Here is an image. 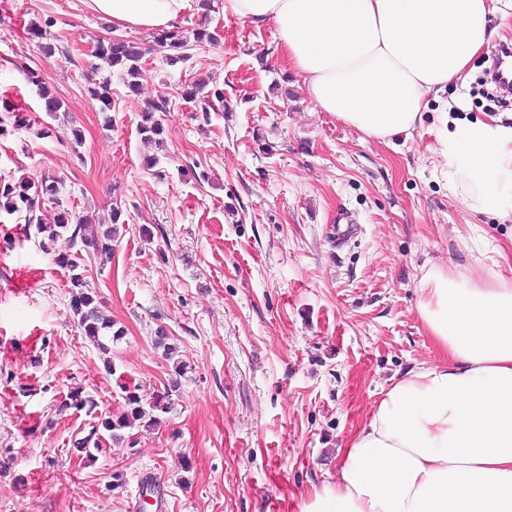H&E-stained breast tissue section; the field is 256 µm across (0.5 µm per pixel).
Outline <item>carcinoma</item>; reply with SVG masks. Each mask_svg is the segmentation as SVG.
Returning <instances> with one entry per match:
<instances>
[{"label":"carcinoma","mask_w":512,"mask_h":512,"mask_svg":"<svg viewBox=\"0 0 512 512\" xmlns=\"http://www.w3.org/2000/svg\"><path fill=\"white\" fill-rule=\"evenodd\" d=\"M156 44L161 48L172 51L167 60L176 64L185 63L190 56L184 52L188 41L177 39L170 32L161 29L156 34ZM92 54L95 58L106 63L119 72L125 86L135 91L139 86V79L143 76L141 61L143 50L133 41L118 38H103L95 40ZM29 83L37 88L39 98L44 101V110L50 114L57 113L63 108V103L54 96L44 85L40 76L31 71L27 75ZM90 97L101 104V110L112 108V92L110 84L99 82L88 88ZM183 98L190 101H199L204 104L202 111H207V105L212 100L224 101V93L219 89L208 90L206 85L196 81L191 82L189 88L183 92ZM169 109V99L161 97L149 105L142 116L139 134L146 141H160L163 134L162 124L155 119V113L165 112ZM51 202L57 208L56 222L43 224L37 221L36 210L45 202ZM25 214L26 227L29 235L38 240L40 248L47 250L50 246L63 243L64 251L56 256V263L68 271V277L73 287L82 285L81 251L91 246L100 255L101 262H108L112 258V245L110 244L113 230L103 231L102 236L87 235L91 227V219L87 215L80 216L69 202L58 195L54 182L43 180L32 182L25 178L0 183V215L12 216ZM71 307L78 316V325L82 333L98 348L106 352L108 347L102 342V337L110 334L112 338L122 335L120 330H112V321L104 317L95 305L93 296L80 291L71 296ZM125 400L124 412L116 416H107L101 420V426L109 434L112 441L119 444L125 440V430L130 429L138 421L148 420V424L157 422L158 414L167 413L171 409L169 396H156L147 399L138 393V388L122 386Z\"/></svg>","instance_id":"1"}]
</instances>
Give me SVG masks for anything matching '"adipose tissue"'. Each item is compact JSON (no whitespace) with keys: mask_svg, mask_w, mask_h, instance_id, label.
<instances>
[{"mask_svg":"<svg viewBox=\"0 0 512 512\" xmlns=\"http://www.w3.org/2000/svg\"><path fill=\"white\" fill-rule=\"evenodd\" d=\"M123 27L166 29L201 0H87ZM277 27L281 56L321 110L389 142L421 120L496 36L497 0H224ZM448 188L480 215L512 211V125L453 121ZM419 313L439 365L383 392L335 482L301 512H512V282L432 269Z\"/></svg>","mask_w":512,"mask_h":512,"instance_id":"obj_1","label":"adipose tissue"}]
</instances>
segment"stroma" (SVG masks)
I'll use <instances>...</instances> for the list:
<instances>
[{
	"mask_svg": "<svg viewBox=\"0 0 512 512\" xmlns=\"http://www.w3.org/2000/svg\"><path fill=\"white\" fill-rule=\"evenodd\" d=\"M203 20L218 43L190 46L172 67L154 31L121 28L85 0H0V99L38 118L0 136V179L54 178L103 223L113 203L125 212L111 262L82 255L85 292L124 331L104 353L82 336L54 254L26 240L18 216L0 217V512H132L146 477L164 502L146 512H300L335 478L338 448L381 390L438 363L419 314L423 274H485L512 240V216L460 205L438 153L443 115L512 116L479 88L486 55L429 100L411 136L384 144L315 107L274 23L206 0L171 29L188 39ZM33 21L53 55L27 34ZM111 36L144 52L138 93L91 53ZM32 70L63 102L57 117ZM190 78L223 90V103L203 112L184 100ZM93 80L109 81L111 111L90 99ZM161 96L171 106L157 115L159 148L138 127ZM341 215L354 232L337 247ZM160 325L182 375L154 344ZM174 377L161 425L112 443L98 421L123 412V386L149 396ZM76 390L93 409L72 406Z\"/></svg>",
	"mask_w": 512,
	"mask_h": 512,
	"instance_id": "35a3bbf8",
	"label": "stroma"
}]
</instances>
